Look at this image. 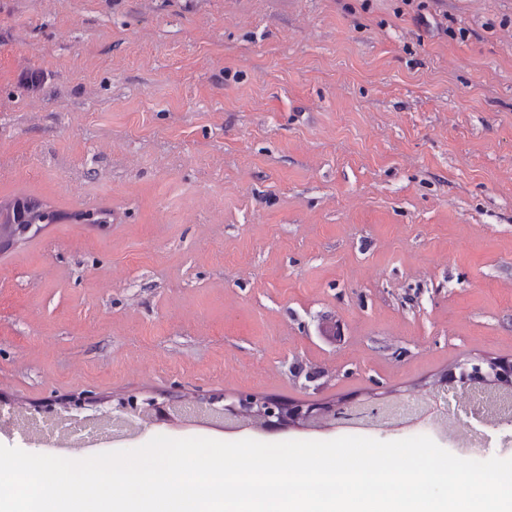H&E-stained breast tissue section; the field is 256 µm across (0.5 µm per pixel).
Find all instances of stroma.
I'll list each match as a JSON object with an SVG mask.
<instances>
[{"label":"stroma","instance_id":"35a3bbf8","mask_svg":"<svg viewBox=\"0 0 512 512\" xmlns=\"http://www.w3.org/2000/svg\"><path fill=\"white\" fill-rule=\"evenodd\" d=\"M442 8L0 0V200L62 214L0 251V405L409 401L512 361V0ZM501 387H512V362L503 360L471 359L457 363L455 371L440 381L441 392H448V388L461 389L481 388L487 390L489 384Z\"/></svg>","mask_w":512,"mask_h":512}]
</instances>
